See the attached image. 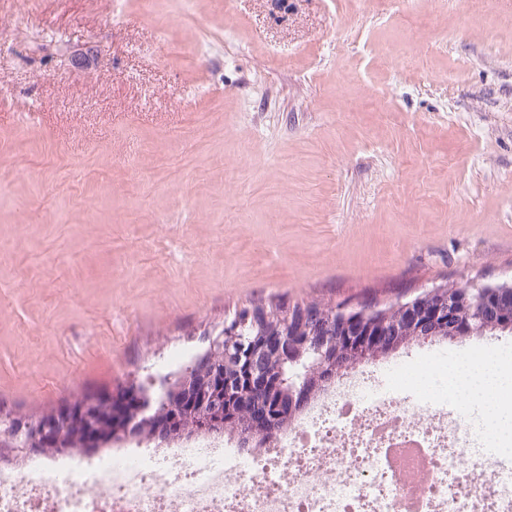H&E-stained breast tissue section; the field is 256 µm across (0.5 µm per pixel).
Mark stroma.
<instances>
[{
  "label": "stroma",
  "mask_w": 512,
  "mask_h": 512,
  "mask_svg": "<svg viewBox=\"0 0 512 512\" xmlns=\"http://www.w3.org/2000/svg\"><path fill=\"white\" fill-rule=\"evenodd\" d=\"M113 7L39 0L19 27L0 0V402L120 395L253 302L512 276V0ZM165 20L199 69L164 56ZM437 349L511 364L512 333L393 356Z\"/></svg>",
  "instance_id": "obj_1"
}]
</instances>
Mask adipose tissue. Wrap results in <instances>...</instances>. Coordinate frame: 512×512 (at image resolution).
<instances>
[{"instance_id":"adipose-tissue-1","label":"adipose tissue","mask_w":512,"mask_h":512,"mask_svg":"<svg viewBox=\"0 0 512 512\" xmlns=\"http://www.w3.org/2000/svg\"><path fill=\"white\" fill-rule=\"evenodd\" d=\"M441 377L447 380L449 393L461 404L478 399L493 410L499 437L512 438V408L499 402L501 393L512 390V370L499 365H473L464 360L442 372Z\"/></svg>"}]
</instances>
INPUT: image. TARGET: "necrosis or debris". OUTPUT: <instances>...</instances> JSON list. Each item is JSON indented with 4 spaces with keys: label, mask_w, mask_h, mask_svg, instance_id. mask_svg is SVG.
<instances>
[{
    "label": "necrosis or debris",
    "mask_w": 512,
    "mask_h": 512,
    "mask_svg": "<svg viewBox=\"0 0 512 512\" xmlns=\"http://www.w3.org/2000/svg\"><path fill=\"white\" fill-rule=\"evenodd\" d=\"M441 363L397 388L359 399L363 367L252 453L229 436L157 446L120 441L94 457L29 455L0 465V512H512V473L471 444L469 421L440 418Z\"/></svg>",
    "instance_id": "necrosis-or-debris-1"
}]
</instances>
